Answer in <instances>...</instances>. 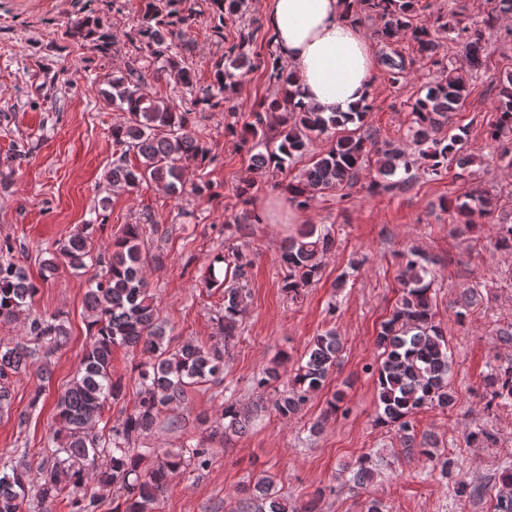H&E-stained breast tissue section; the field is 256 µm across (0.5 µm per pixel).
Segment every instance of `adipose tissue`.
<instances>
[{
    "label": "adipose tissue",
    "instance_id": "obj_1",
    "mask_svg": "<svg viewBox=\"0 0 512 512\" xmlns=\"http://www.w3.org/2000/svg\"><path fill=\"white\" fill-rule=\"evenodd\" d=\"M269 23L305 104L329 113L367 102L374 60L346 0H270Z\"/></svg>",
    "mask_w": 512,
    "mask_h": 512
}]
</instances>
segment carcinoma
Returning a JSON list of instances; mask_svg holds the SVG:
<instances>
[{"mask_svg":"<svg viewBox=\"0 0 512 512\" xmlns=\"http://www.w3.org/2000/svg\"><path fill=\"white\" fill-rule=\"evenodd\" d=\"M183 0H166L160 7L153 0L145 3L143 26L138 39L131 41L135 55H150L161 62L160 73L172 78L188 90L194 88L190 70L183 66L173 51V39L179 29L196 21L191 10L180 8ZM352 18L356 23L374 17L381 23L377 36L389 42L406 32L411 33L420 59L439 66V74L423 83L411 104L408 137L425 161L424 174L437 179L448 167L465 169L476 157L467 152L465 133H448L450 114L458 111L469 96L470 78L482 68L486 51V34L493 30L496 17L487 16L482 24L464 23L466 6L459 5L446 14L420 20L414 0H352ZM211 20L212 35L224 42V54L213 63L214 85L218 93L206 89L200 101L217 106L223 94L235 90L237 80L229 70L244 57L246 37L239 41L224 36V20L246 10V0H215ZM66 33L89 43L91 49L105 53L114 44L112 31L96 18L80 17L66 23ZM448 41L464 45L468 60L466 69L454 65L447 52ZM270 80L282 86V95L251 110V121L243 123L241 145L262 148L252 155L250 171L267 176L283 172L296 159L303 157L314 138H335L334 144L314 157L300 178L288 183L289 200L308 205L317 194L341 191L355 186L363 170L376 156L377 174L395 179L392 186H407L417 179L412 154L390 144L377 145L368 135L359 133L370 105L356 112H316L298 99L300 92L289 88L290 76L280 57L269 53ZM413 61L386 60L388 80L403 83ZM99 93L110 105L127 114L124 121L112 126V143L120 147V155L112 161L106 176V189L131 191L151 185L173 197L186 191L183 162L191 160L205 168L214 160L212 148L191 130L193 112H178L151 98L145 91V76L135 67L126 75L103 76ZM498 115L486 129V140L499 149L500 157L512 164V73L500 81ZM134 153L140 164H127L126 156ZM456 222L468 228L494 214L493 198L470 194L450 204ZM93 224H84L62 242L57 253L71 269L78 271L92 262L102 268L87 289L84 305L90 317L91 339L70 385L56 401V418L62 438H53L59 447L32 466L28 453L22 452L0 467V512H22L37 501L44 507L59 498L66 499L70 512H96L98 497L88 492L92 482L102 488L117 486L122 492V507L115 512H153L158 496L169 486L171 478L189 468L202 470L208 465L207 451L194 448L189 456L168 453L163 459L145 463V457L134 452L131 444L153 432L159 414L173 403L185 400L187 388L217 380L224 373V347L235 336L238 318L243 312L244 281L252 266L240 247L231 248L225 256H217L210 265L206 282L224 286V306L218 316L221 336L205 348L192 340L177 349L169 348L166 330L159 322L157 305L149 294L145 262L140 248L145 225L126 224L121 235L107 250L92 254ZM336 247L330 232L314 224H304L282 243L280 262L284 276L281 288L297 296L315 284L322 272L323 261ZM494 247L512 252V224L497 225ZM13 246L0 242V321H13L39 292V283L8 258ZM232 270V281L224 285L216 263ZM433 258L418 247L401 253L397 280L400 295L388 320L376 336L381 361L373 370L377 389V424L393 426L402 434L406 452L414 449L433 454L434 443L428 439L416 442L415 415L424 407H452L456 398L449 389L448 375L452 355L440 323L435 321L432 288L435 278ZM28 332L37 342L0 345V409L12 404L10 377L36 367L38 376L49 373L51 357L66 342L68 332L62 312L34 316ZM139 351L148 360L138 364V400L132 412L112 426L108 443L102 444L93 427L100 421L108 404L123 396V386L112 377V354L115 348ZM340 342L334 330L313 339L305 354L306 361L289 382L290 389L274 403L275 412L289 419L299 413L310 394L322 389L329 372L336 366ZM486 388L492 405L496 400L512 401V362L499 365L487 377ZM227 427L243 430L249 417L235 405L224 406ZM107 454L106 466L98 464ZM258 503L240 501L233 512H288V505L271 493V480L260 478L254 484ZM494 512H512V470L499 477Z\"/></svg>","mask_w":512,"mask_h":512,"instance_id":"1","label":"carcinoma"}]
</instances>
